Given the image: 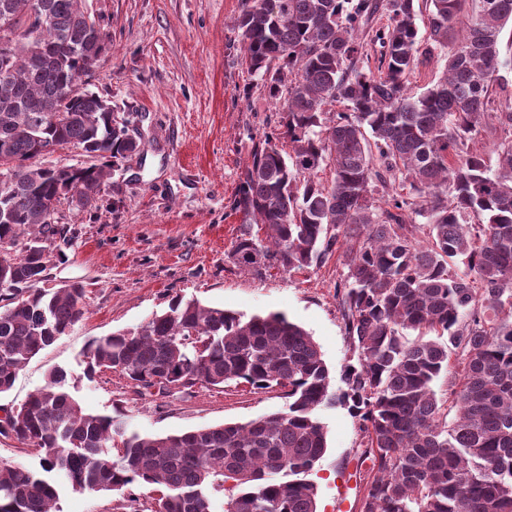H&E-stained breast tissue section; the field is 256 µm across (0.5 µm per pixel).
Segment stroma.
I'll return each instance as SVG.
<instances>
[{
	"label": "stroma",
	"instance_id": "1",
	"mask_svg": "<svg viewBox=\"0 0 512 512\" xmlns=\"http://www.w3.org/2000/svg\"><path fill=\"white\" fill-rule=\"evenodd\" d=\"M94 9L109 44L89 87L111 101L140 151L113 171L91 207L62 204L56 220L73 233L62 246L46 241L47 284L82 283L87 312L0 394V418L57 367L73 374L86 412L122 414L129 430L148 436L244 424L282 410L278 393L233 382L162 395L113 371L84 378L81 353L90 339L140 326L176 295L247 317L284 313L310 333L341 387L350 355L336 298L347 272L342 254L303 272L260 275L232 255L242 217L231 203L253 140L276 117L262 80L241 61V0H94ZM321 418L327 449L312 475L318 512H357L364 439L343 407ZM56 508L126 512L118 493L69 488Z\"/></svg>",
	"mask_w": 512,
	"mask_h": 512
}]
</instances>
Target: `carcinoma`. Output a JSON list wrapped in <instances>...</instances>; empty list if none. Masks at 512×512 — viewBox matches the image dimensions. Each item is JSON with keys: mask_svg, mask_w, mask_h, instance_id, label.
<instances>
[{"mask_svg": "<svg viewBox=\"0 0 512 512\" xmlns=\"http://www.w3.org/2000/svg\"><path fill=\"white\" fill-rule=\"evenodd\" d=\"M0 0V393L25 364L80 321L86 289H45L43 242H68L53 203L73 188L86 200L139 148L112 126L107 101L74 76H91L108 34L85 0ZM243 0L242 62L278 107L251 150L232 209L244 228L237 263L296 272L346 248L336 283L351 354L333 390L320 347L281 313L248 319L174 297L133 331L92 339L85 376L122 374L162 394L230 382L278 390L284 410L245 424L181 434L126 433L122 416L87 414L68 373L0 419V435L37 450L39 468L0 461V512H56L62 486L160 493L152 512H318L307 479L326 452L319 412L344 406L366 439L360 512H512V96L499 72L512 0ZM385 12L391 23L373 29ZM430 47L420 50L417 19ZM374 31L378 73L360 67L359 34ZM442 77L420 93L409 78L436 48ZM497 81L502 99L492 97ZM341 110L330 108L334 102ZM59 113L54 126L42 124ZM500 140L496 167L469 150L486 124ZM78 146L81 167L28 161ZM333 167L325 184L317 173ZM407 193H402L403 189ZM426 219L425 241L413 217ZM263 235L253 232L254 226ZM460 367L448 400L434 389ZM456 412L453 423L448 414Z\"/></svg>", "mask_w": 512, "mask_h": 512, "instance_id": "1", "label": "carcinoma"}]
</instances>
